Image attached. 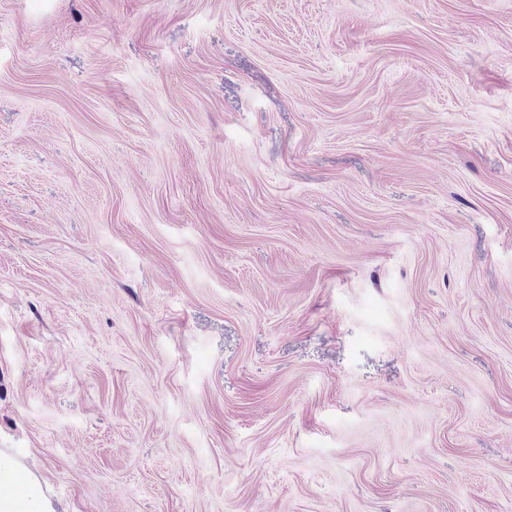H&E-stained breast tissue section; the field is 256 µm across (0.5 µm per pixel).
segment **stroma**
<instances>
[{
    "mask_svg": "<svg viewBox=\"0 0 512 512\" xmlns=\"http://www.w3.org/2000/svg\"><path fill=\"white\" fill-rule=\"evenodd\" d=\"M512 512V0H0V496Z\"/></svg>",
    "mask_w": 512,
    "mask_h": 512,
    "instance_id": "obj_1",
    "label": "stroma"
}]
</instances>
